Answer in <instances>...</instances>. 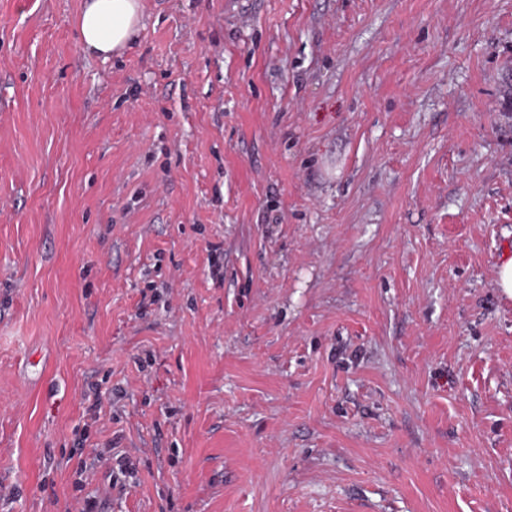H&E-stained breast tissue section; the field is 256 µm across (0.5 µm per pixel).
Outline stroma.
<instances>
[{"label":"stroma","mask_w":512,"mask_h":512,"mask_svg":"<svg viewBox=\"0 0 512 512\" xmlns=\"http://www.w3.org/2000/svg\"><path fill=\"white\" fill-rule=\"evenodd\" d=\"M81 5L0 0V512H512V0ZM83 1L76 20L79 41L105 59L122 54L141 26V0Z\"/></svg>","instance_id":"obj_1"}]
</instances>
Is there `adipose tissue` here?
<instances>
[{
    "label": "adipose tissue",
    "instance_id": "ef3b65f1",
    "mask_svg": "<svg viewBox=\"0 0 512 512\" xmlns=\"http://www.w3.org/2000/svg\"><path fill=\"white\" fill-rule=\"evenodd\" d=\"M141 23V0H84L76 34L86 49L107 59L130 46Z\"/></svg>",
    "mask_w": 512,
    "mask_h": 512
}]
</instances>
